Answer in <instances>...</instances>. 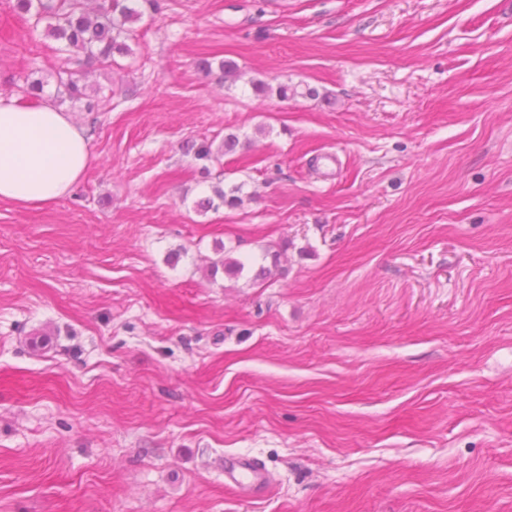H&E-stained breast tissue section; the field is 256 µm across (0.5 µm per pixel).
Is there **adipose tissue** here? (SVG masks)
Segmentation results:
<instances>
[{
    "mask_svg": "<svg viewBox=\"0 0 512 512\" xmlns=\"http://www.w3.org/2000/svg\"><path fill=\"white\" fill-rule=\"evenodd\" d=\"M88 160L85 134L68 113L0 96V201H55L79 181Z\"/></svg>",
    "mask_w": 512,
    "mask_h": 512,
    "instance_id": "obj_1",
    "label": "adipose tissue"
}]
</instances>
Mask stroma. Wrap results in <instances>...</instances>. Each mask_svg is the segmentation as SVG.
<instances>
[{
  "instance_id": "stroma-1",
  "label": "stroma",
  "mask_w": 512,
  "mask_h": 512,
  "mask_svg": "<svg viewBox=\"0 0 512 512\" xmlns=\"http://www.w3.org/2000/svg\"><path fill=\"white\" fill-rule=\"evenodd\" d=\"M16 4L0 93L42 81L90 162L0 201V512H512L507 0H142L92 115ZM250 483L245 484L243 481ZM224 483L231 488H248L258 492L265 483V477L258 463L249 457H229L224 459Z\"/></svg>"
}]
</instances>
